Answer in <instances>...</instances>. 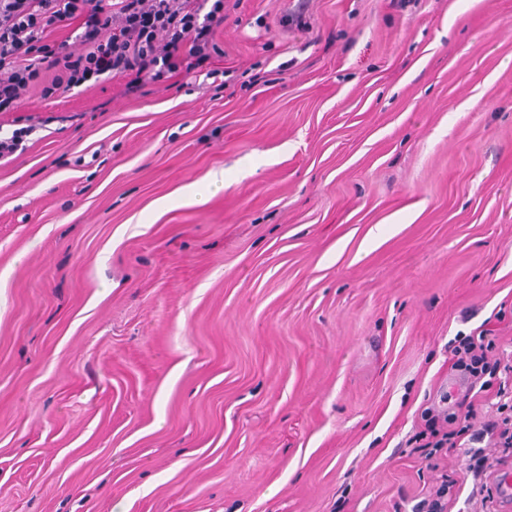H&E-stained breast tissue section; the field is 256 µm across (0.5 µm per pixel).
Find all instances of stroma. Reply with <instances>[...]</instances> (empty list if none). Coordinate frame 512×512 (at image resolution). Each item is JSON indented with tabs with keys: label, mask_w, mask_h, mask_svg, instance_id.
Here are the masks:
<instances>
[{
	"label": "stroma",
	"mask_w": 512,
	"mask_h": 512,
	"mask_svg": "<svg viewBox=\"0 0 512 512\" xmlns=\"http://www.w3.org/2000/svg\"><path fill=\"white\" fill-rule=\"evenodd\" d=\"M224 14V87L0 112V512H416L512 344V0ZM35 128V125H27L22 128L13 129L10 135L8 131H5L2 135L3 125L0 123V160L9 158L17 152L20 147L23 150V137H27L29 134L34 132Z\"/></svg>",
	"instance_id": "obj_1"
}]
</instances>
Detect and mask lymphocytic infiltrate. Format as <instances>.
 Wrapping results in <instances>:
<instances>
[{
  "instance_id": "obj_1",
  "label": "lymphocytic infiltrate",
  "mask_w": 512,
  "mask_h": 512,
  "mask_svg": "<svg viewBox=\"0 0 512 512\" xmlns=\"http://www.w3.org/2000/svg\"><path fill=\"white\" fill-rule=\"evenodd\" d=\"M223 21L224 0H0V112L15 111L35 94L47 99L106 78H129L135 88L171 80L188 63L204 67L219 51L215 29ZM69 24L73 41L52 40ZM448 352L479 395L458 401L447 427L429 423L421 450L439 460L464 449L477 399L495 401L497 416L484 421L482 434L499 454L465 449L464 477L472 481L478 512H496L490 475L498 460L512 456V355L501 352L488 329L455 337Z\"/></svg>"
}]
</instances>
